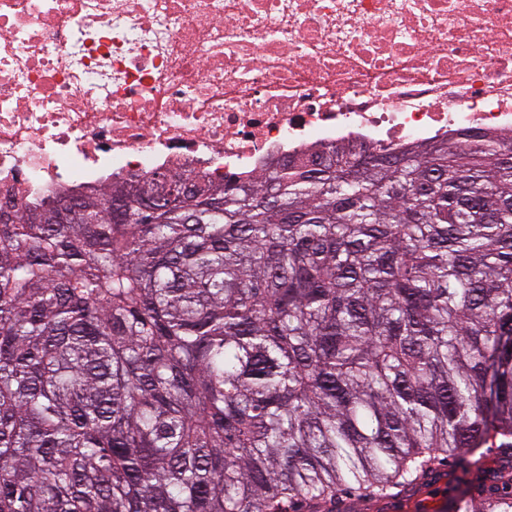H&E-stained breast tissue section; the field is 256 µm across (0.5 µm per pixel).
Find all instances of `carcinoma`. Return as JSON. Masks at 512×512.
<instances>
[{
    "label": "carcinoma",
    "instance_id": "1",
    "mask_svg": "<svg viewBox=\"0 0 512 512\" xmlns=\"http://www.w3.org/2000/svg\"><path fill=\"white\" fill-rule=\"evenodd\" d=\"M317 159L12 204L0 512H320L512 450V141Z\"/></svg>",
    "mask_w": 512,
    "mask_h": 512
}]
</instances>
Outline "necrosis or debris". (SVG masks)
Instances as JSON below:
<instances>
[{"label": "necrosis or debris", "instance_id": "4bbe7bcc", "mask_svg": "<svg viewBox=\"0 0 512 512\" xmlns=\"http://www.w3.org/2000/svg\"><path fill=\"white\" fill-rule=\"evenodd\" d=\"M512 135V0H0V203Z\"/></svg>", "mask_w": 512, "mask_h": 512}]
</instances>
